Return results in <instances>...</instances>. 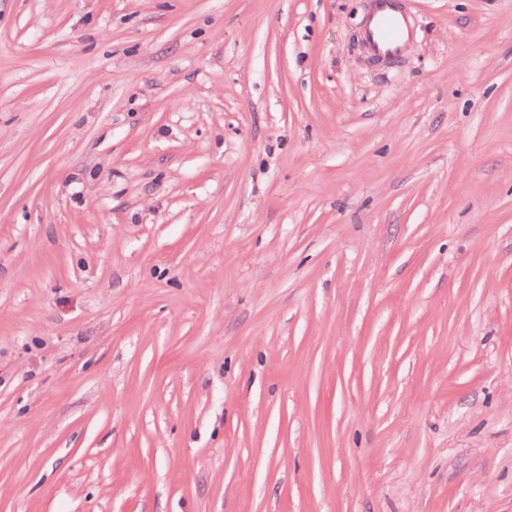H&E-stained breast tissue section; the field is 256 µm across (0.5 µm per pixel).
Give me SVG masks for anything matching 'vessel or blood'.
I'll return each mask as SVG.
<instances>
[{"label": "vessel or blood", "mask_w": 512, "mask_h": 512, "mask_svg": "<svg viewBox=\"0 0 512 512\" xmlns=\"http://www.w3.org/2000/svg\"><path fill=\"white\" fill-rule=\"evenodd\" d=\"M364 37L378 57L394 59L404 53L411 32L398 0H374Z\"/></svg>", "instance_id": "obj_1"}]
</instances>
